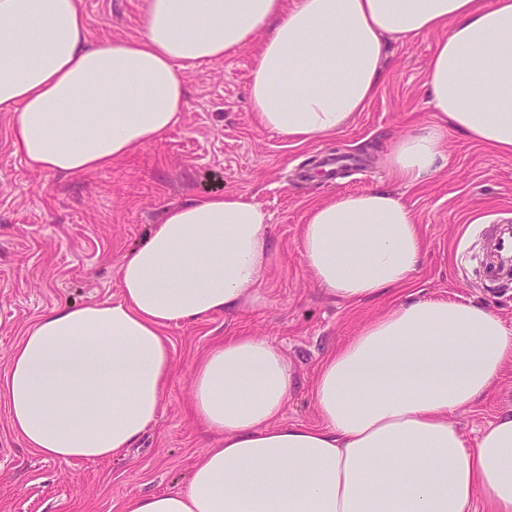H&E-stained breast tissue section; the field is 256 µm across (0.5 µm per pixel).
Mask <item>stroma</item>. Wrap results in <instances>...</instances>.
<instances>
[{
    "label": "stroma",
    "mask_w": 512,
    "mask_h": 512,
    "mask_svg": "<svg viewBox=\"0 0 512 512\" xmlns=\"http://www.w3.org/2000/svg\"><path fill=\"white\" fill-rule=\"evenodd\" d=\"M95 37H134L144 0H81ZM435 36L390 42L378 94L344 133L304 147L257 130L247 86L252 48L220 63H190L187 106L157 144L82 176L36 173L15 154L10 115L0 112V374L25 329L55 307L116 300L123 256L140 244L167 206L206 193L236 192L272 216L274 256L251 310L171 328L174 372L156 426L124 456L60 465L44 460L9 427L0 403V512H123L136 494L178 489L215 444L190 413V372L217 341L261 336L285 354L295 377L288 422L320 423L313 384L320 363L380 312L383 302L328 299L306 271L299 236L309 206L374 188L401 195L427 243L413 291L478 303L512 328V284H483L464 252L480 230L512 219V159L449 133L445 165L406 187L383 163L391 140L431 121L423 83ZM512 409V370L468 410L449 419L474 443Z\"/></svg>",
    "instance_id": "stroma-1"
}]
</instances>
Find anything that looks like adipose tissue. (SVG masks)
<instances>
[{"label": "adipose tissue", "mask_w": 512, "mask_h": 512, "mask_svg": "<svg viewBox=\"0 0 512 512\" xmlns=\"http://www.w3.org/2000/svg\"><path fill=\"white\" fill-rule=\"evenodd\" d=\"M264 39L247 90L256 129L289 146L342 133L377 95L388 39L431 34L433 118L384 163L415 185L456 132L512 158V0H146L138 36L95 39L81 0H0V112L36 172L77 176L158 143L187 103L183 68ZM299 251L327 296L397 304L321 363L320 425L283 419L286 356L232 336L195 364L191 412L217 436L187 485L124 512H512V411L466 447L449 414L512 364V329L483 305L409 287L426 256L413 211L371 189L312 204ZM273 256L270 215L235 192L169 206L122 258L115 301L42 314L8 354L0 401L44 459L121 456L158 421L171 327L255 307Z\"/></svg>", "instance_id": "ef3b65f1"}]
</instances>
